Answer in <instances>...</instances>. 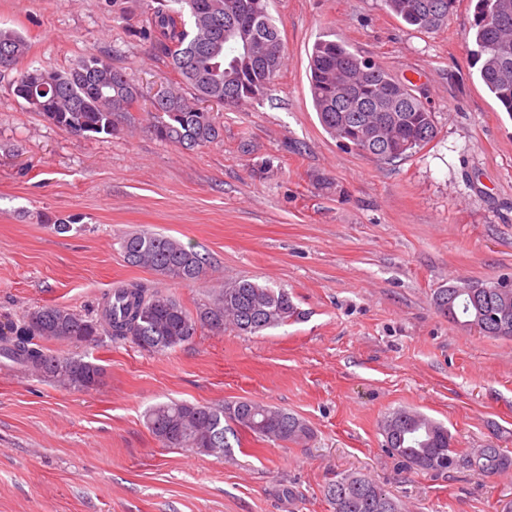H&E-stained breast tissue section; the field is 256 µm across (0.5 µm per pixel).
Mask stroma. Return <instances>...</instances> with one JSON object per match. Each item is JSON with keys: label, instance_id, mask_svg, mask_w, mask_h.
Wrapping results in <instances>:
<instances>
[{"label": "stroma", "instance_id": "obj_1", "mask_svg": "<svg viewBox=\"0 0 512 512\" xmlns=\"http://www.w3.org/2000/svg\"><path fill=\"white\" fill-rule=\"evenodd\" d=\"M286 62L267 97L217 106L221 143L178 149L145 112L116 135L75 136L29 111L0 72V323L43 305L98 319L122 282L198 288L128 265L120 239L151 230L194 247L217 278L285 288L299 319L255 334L200 328L161 353L108 335L51 341L104 370L77 391L0 363V512H331L336 474L380 482L405 512H503L512 473L398 467L380 423L398 407L448 427L457 454L512 455V340L466 330L433 304L459 280L512 279V114L476 78L474 6L421 32L383 0H270ZM146 0H0L31 66L107 54L143 93L176 75L135 37ZM333 34L410 83L436 138L391 163L320 125L309 51ZM74 217L57 234L45 216ZM168 399H251L304 419L301 444L243 435L231 457L163 447L144 413Z\"/></svg>", "mask_w": 512, "mask_h": 512}]
</instances>
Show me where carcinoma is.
<instances>
[{
	"mask_svg": "<svg viewBox=\"0 0 512 512\" xmlns=\"http://www.w3.org/2000/svg\"><path fill=\"white\" fill-rule=\"evenodd\" d=\"M232 0H155L144 25L155 55L179 77L167 85V101L150 109L149 131L161 142L193 149L217 143L224 136L203 104L211 100L228 109L264 100L284 65L285 55L269 61L261 54L266 41L279 36L267 11L268 0L255 4L254 18L242 34L253 42L252 55L237 56L233 38H224V10ZM457 0H384L385 6L419 31L447 24ZM471 38L476 46L477 76L504 111L512 114V0H475ZM28 40L17 30L0 28V70L14 69L28 56ZM355 81L350 102L340 99L338 72ZM137 86L107 55L90 54L72 66L26 67L14 82L15 96L49 123L78 136L113 135L139 109ZM309 90L320 124L340 142L365 153L375 149L383 161L404 159L437 135L434 115L404 82L379 63L334 39L317 40L309 53ZM381 129L377 144L363 142L360 132ZM123 257L131 266L154 272L162 280L202 288L208 299L188 310L174 295L133 282L113 290L96 321L73 310L49 305L28 312L19 323L0 329V353L26 371L81 390L98 386L103 369L71 355L52 353L45 341L69 338L92 343L105 332L129 340L148 352H163L191 342L200 327L255 333L279 327L299 316L284 288L249 280L211 287L205 257L165 235L134 231L121 239ZM457 295L452 322L482 336L512 339V293L496 294L483 282L441 288L436 308ZM146 423L165 448H189L199 454L228 457L239 432L263 442L305 443L313 431L301 418L266 403L240 399L220 405L184 401L161 402L149 408ZM386 448L400 467L442 474L456 466L476 468L491 476L512 469V456L500 448H475L453 455V437L442 423L417 410L397 408L381 420ZM332 512H401V506L376 480L341 473L323 487Z\"/></svg>",
	"mask_w": 512,
	"mask_h": 512,
	"instance_id": "obj_1",
	"label": "carcinoma"
}]
</instances>
